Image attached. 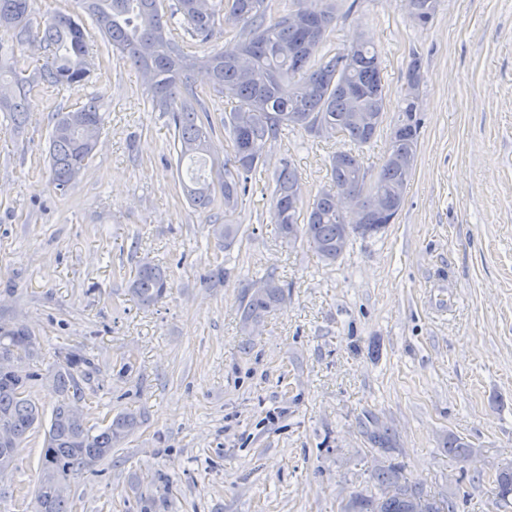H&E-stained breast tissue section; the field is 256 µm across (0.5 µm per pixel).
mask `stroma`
<instances>
[{
  "label": "stroma",
  "mask_w": 512,
  "mask_h": 512,
  "mask_svg": "<svg viewBox=\"0 0 512 512\" xmlns=\"http://www.w3.org/2000/svg\"><path fill=\"white\" fill-rule=\"evenodd\" d=\"M440 2L423 29L402 0H341L331 45H375L388 116L419 53L422 128L395 223L333 265L280 238L258 188L230 218L234 245L217 240L184 199L167 118L103 43L91 88L105 125L67 196L48 181L50 117L82 90L39 93L19 128L0 113V318L40 336L30 370L83 347L101 365L85 401L146 416L72 479V512H140L159 472L172 493L158 512H339L379 462L361 433L372 414L393 428L408 479L435 495L458 487L461 512H491L490 476L512 460V0ZM341 147L288 130L261 169L291 160L313 195ZM221 257L219 283L208 275ZM143 260L172 285L149 309L127 293ZM268 270L288 301L242 332L244 286ZM452 433L475 454H448ZM42 442L33 434L0 481V512H28Z\"/></svg>",
  "instance_id": "obj_1"
}]
</instances>
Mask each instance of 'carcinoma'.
Listing matches in <instances>:
<instances>
[{
  "mask_svg": "<svg viewBox=\"0 0 512 512\" xmlns=\"http://www.w3.org/2000/svg\"><path fill=\"white\" fill-rule=\"evenodd\" d=\"M83 12L95 25L101 41L140 70L142 94L156 112L173 126V150L177 161L213 157L217 178L191 174L192 184L182 185L188 203L206 209L224 205V216L233 214L239 197L259 175L261 153L253 150L288 129L312 132L326 129V137L340 136L351 148L339 150L329 160V185L305 199L303 185L291 161H285L272 178L270 214L282 238L306 242L325 262L332 264L346 251L351 225L370 224L373 234L386 227L405 203L404 186L413 175L420 133L417 93L421 63L410 59L406 70V94L398 106L404 117L399 130L387 135L384 163L374 183L367 185L363 148L380 136L388 93L382 80V60L368 42L347 47L350 55L325 47L336 20L337 0H321V8L309 10L305 0L278 17L269 16L270 0H81ZM413 21L424 28L433 22L440 0H407ZM34 0H0V30L9 35L10 51L0 44V112L14 126L24 125L36 93L44 89L68 90L91 83L89 60L93 48L82 17L51 9L41 24L32 21ZM238 31L233 43L220 49L207 47L223 32L228 18ZM196 50H190V47ZM34 48L48 59L43 67L29 69L26 50ZM207 75L208 88H200L195 73ZM235 101L224 113L222 127L232 153L219 158L214 123L203 119L206 97ZM353 112H367L375 120L360 124ZM49 147L50 184L61 196L86 169L104 128L100 97L90 92L68 112L51 118ZM343 191L357 205L352 215L336 209V192ZM390 208L377 210L376 197ZM213 234L229 246L238 236V224H212ZM133 299L143 307L161 302L171 284L158 265L141 262L129 274ZM288 299V285L265 273L257 286L245 290L239 305L242 327L249 329L274 313ZM40 341L22 323H0V363L32 359ZM96 358L80 348L60 352L52 381L62 394L44 431L39 459L34 512H68L70 480L77 472L112 457V449L143 424L140 413L126 411L101 419L103 428L91 433L87 415L72 414L70 396L91 380ZM38 375H10L0 370V477L13 468L30 434L43 427L42 412L33 395ZM371 451L386 457L394 450L393 429L374 419L364 431ZM447 450L460 458L474 446L458 435L448 436ZM374 490L356 491L341 505V512H459L454 489L431 496L410 482L402 466L388 463L372 475ZM497 512H512V461L495 470L492 480Z\"/></svg>",
  "mask_w": 512,
  "mask_h": 512,
  "instance_id": "1",
  "label": "carcinoma"
}]
</instances>
